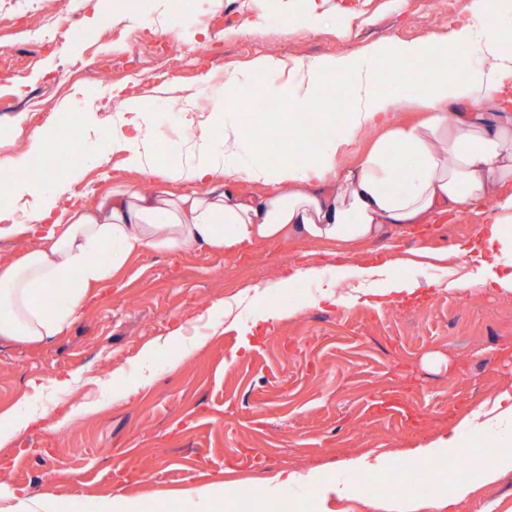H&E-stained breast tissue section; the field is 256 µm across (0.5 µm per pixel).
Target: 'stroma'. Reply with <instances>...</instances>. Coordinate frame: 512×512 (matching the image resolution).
<instances>
[{
	"label": "stroma",
	"instance_id": "obj_1",
	"mask_svg": "<svg viewBox=\"0 0 512 512\" xmlns=\"http://www.w3.org/2000/svg\"><path fill=\"white\" fill-rule=\"evenodd\" d=\"M327 8L328 20L311 27L289 24L284 0H71L64 12L50 0H0V47L14 56L0 71V161L26 150L13 135L20 122L48 139L30 162L43 168L42 183L80 172L72 190L87 208L111 190L117 172L140 188L186 194L190 184L123 171L119 156L96 163L100 142L83 131L107 125L120 105L117 91L152 90L153 143L162 162L174 165L185 158L184 117L165 115L166 103L188 96L220 102L225 123L253 131L288 105L285 74L257 71V60L361 58L390 38L447 33L454 17L442 0H328ZM46 23L68 27L71 36L29 60L13 33ZM167 31L201 51L196 78L137 84L112 70L113 59L126 56L147 68L151 40ZM74 63L83 76L57 83ZM94 70L111 72L110 84L88 80ZM252 72L261 88L250 107L225 101V81ZM41 91L52 116L37 124L29 100ZM481 222L456 212L390 249L373 242L337 252L289 238L235 253L132 256L53 341L0 339V414L28 400L46 416L0 447V503L24 491L51 500L54 512H82L89 500L115 496L189 512L188 492L205 486L224 512H377L374 503L389 499L390 484L416 477L401 467L406 450L447 432L512 383V292L478 282V261L456 252ZM396 253L406 261L401 274H418L423 285L422 296L400 305H314V279L293 282L283 301L262 290L296 265L314 264L327 275L352 257L382 264ZM230 298L240 305L228 314L220 303ZM280 306L291 316L261 322L265 310ZM250 323L256 338L247 348L240 328ZM177 328L181 340L168 342ZM144 365L153 382L142 388ZM61 376L70 381L66 389L35 396L34 384ZM460 440L468 452L449 453L454 468L441 470L439 497H452L463 479L474 492L452 512H512V472L489 484L474 462L492 450L489 437L464 431ZM361 453L386 456L391 465L378 475L340 469ZM314 466L323 482L352 484L354 496L325 501L300 484L259 500L235 494Z\"/></svg>",
	"mask_w": 512,
	"mask_h": 512
}]
</instances>
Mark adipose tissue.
Wrapping results in <instances>:
<instances>
[{
	"instance_id": "obj_1",
	"label": "adipose tissue",
	"mask_w": 512,
	"mask_h": 512,
	"mask_svg": "<svg viewBox=\"0 0 512 512\" xmlns=\"http://www.w3.org/2000/svg\"><path fill=\"white\" fill-rule=\"evenodd\" d=\"M467 17L451 24L447 35L425 43L390 41L377 45L358 62L350 56L294 60L261 59L260 69L289 71V109L296 112L314 102L327 75L345 76L350 110L344 127L332 113L317 120L325 146L308 143L306 161L291 146L300 139L296 127L273 116L268 129H287L279 163L262 155L263 133L247 134L222 125L223 107L214 104L209 118L189 123V156L174 166H160L145 115L146 94L123 97L122 108L107 128L97 154L99 165L111 155L123 157L129 169L193 185L192 193L172 195L116 185L95 208L74 202L67 181L40 186L25 178L31 155L46 141L32 137L26 153L0 168V208L21 209L25 225L1 224L0 239L20 228L38 234L35 246L0 262V338L32 344L48 342L85 307L90 287L106 284L113 271L134 253L163 249L173 254L194 249L235 252L257 242L284 238L328 241L347 247L366 241H392L415 226L462 209L483 215L463 254L492 253L482 262L483 279L512 291V0H469ZM477 50L479 59L464 72L443 66L448 56ZM425 62L416 73V104L425 116L418 123L395 126L397 97L379 88L400 82L403 65ZM385 128L358 167H345L356 133ZM221 147H214V137ZM251 162H243L244 149ZM265 186L257 196L242 193L240 182ZM108 260H100V251ZM393 263L373 266L354 261L337 268L325 281L321 299L335 298L338 282L351 279L375 287L376 302L391 305L416 296L420 281L398 277ZM482 434L496 429L500 449L479 457L486 482L512 472V394L502 393L490 408L464 420ZM303 481L321 499H346L354 489L347 482L321 483L316 470L305 477L289 473L267 482L263 495Z\"/></svg>"
}]
</instances>
